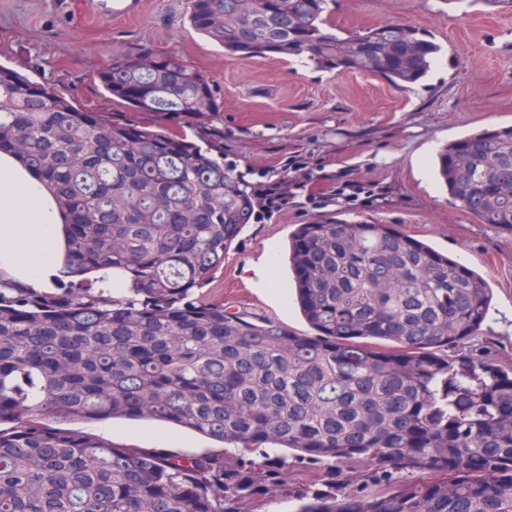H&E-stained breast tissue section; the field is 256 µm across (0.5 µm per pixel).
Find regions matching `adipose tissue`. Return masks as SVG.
I'll return each instance as SVG.
<instances>
[{
    "mask_svg": "<svg viewBox=\"0 0 512 512\" xmlns=\"http://www.w3.org/2000/svg\"><path fill=\"white\" fill-rule=\"evenodd\" d=\"M59 222L42 184L0 154V262L42 286L59 260Z\"/></svg>",
    "mask_w": 512,
    "mask_h": 512,
    "instance_id": "1",
    "label": "adipose tissue"
}]
</instances>
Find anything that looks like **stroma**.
I'll list each match as a JSON object with an SVG mask.
<instances>
[{"label":"stroma","instance_id":"stroma-1","mask_svg":"<svg viewBox=\"0 0 512 512\" xmlns=\"http://www.w3.org/2000/svg\"><path fill=\"white\" fill-rule=\"evenodd\" d=\"M189 0H0V64L69 94L82 107L111 108L95 74L112 56L142 46L178 52L221 94L224 165L265 190L286 180L291 201L274 216L256 211L224 257L213 295L231 310L307 335L311 328L285 297L288 237L296 225L336 218L397 224L460 258L493 290L481 333L468 344L512 366V234L483 224L439 186L434 158L472 132L512 124V0H335V33L405 23L441 47L428 76L401 90L357 71L337 73L311 61L239 60L189 25ZM343 183L358 200L336 198ZM274 260V284L252 269ZM117 445L176 456H232L208 438L157 423L93 426ZM341 482L350 495H375L355 469L333 473L289 463L280 487L243 503L244 512H295L301 490Z\"/></svg>","mask_w":512,"mask_h":512}]
</instances>
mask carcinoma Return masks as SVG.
I'll return each instance as SVG.
<instances>
[{
  "label": "carcinoma",
  "mask_w": 512,
  "mask_h": 512,
  "mask_svg": "<svg viewBox=\"0 0 512 512\" xmlns=\"http://www.w3.org/2000/svg\"><path fill=\"white\" fill-rule=\"evenodd\" d=\"M328 11L191 0L189 21L240 59L306 56L401 89L440 52L405 24L333 33ZM95 81L120 109H84L0 65V152L63 219L47 286L0 265V512H242L279 485L287 451L334 470L354 461L385 487L306 491L296 512H512V366L461 352L488 315L485 277L395 224L319 220L288 240V296L313 335L228 310L206 287L255 190L224 169L218 91L147 47ZM436 168L467 212L512 233V125L448 143ZM114 420L187 429L238 456L78 428Z\"/></svg>",
  "instance_id": "1"
}]
</instances>
